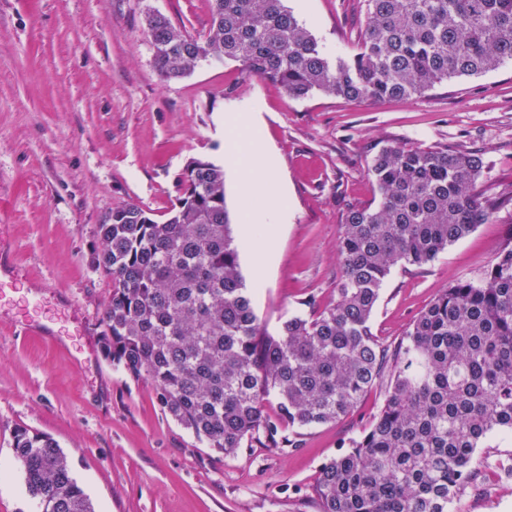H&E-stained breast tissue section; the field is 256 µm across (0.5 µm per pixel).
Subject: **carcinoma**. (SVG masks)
<instances>
[{"mask_svg": "<svg viewBox=\"0 0 512 512\" xmlns=\"http://www.w3.org/2000/svg\"><path fill=\"white\" fill-rule=\"evenodd\" d=\"M208 2L201 37L146 15L162 79L229 60L292 99L364 101L423 96L512 61V0H363L359 50L334 60L285 0ZM485 169L477 151L381 148L367 168L379 202L341 224L336 299L306 298L271 334L241 272L224 168L194 159L163 220L129 203L99 225L92 263L112 279L101 355L150 383L163 413L218 455L296 449L302 431L347 417L379 387L369 426L319 469L320 512H459L481 449L512 436V237L397 344L379 341L371 317L395 271L428 265L512 204L480 196ZM12 448L37 512H95L54 439L18 426Z\"/></svg>", "mask_w": 512, "mask_h": 512, "instance_id": "1", "label": "carcinoma"}]
</instances>
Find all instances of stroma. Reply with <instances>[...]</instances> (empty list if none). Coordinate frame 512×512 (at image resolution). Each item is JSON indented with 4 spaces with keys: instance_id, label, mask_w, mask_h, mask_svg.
<instances>
[{
    "instance_id": "35a3bbf8",
    "label": "stroma",
    "mask_w": 512,
    "mask_h": 512,
    "mask_svg": "<svg viewBox=\"0 0 512 512\" xmlns=\"http://www.w3.org/2000/svg\"><path fill=\"white\" fill-rule=\"evenodd\" d=\"M329 57L352 56L360 0H287ZM188 34L209 28L208 0H0V512H29L13 464L16 426L66 454L96 512H319L320 465L346 452L382 404L305 431L300 448H243L217 458L160 410L151 384L105 361L99 321L112 281L91 264L98 226L136 203L162 216L190 159L228 164L225 113L259 105L261 132L288 192L256 314L269 331L309 295L335 299L348 208L372 203L371 157L387 145L481 151L486 196L512 194V62L424 97L350 102L288 98L231 61L162 80L145 16ZM512 237V208L430 264L394 273L372 331L403 337L442 290L487 267Z\"/></svg>"
}]
</instances>
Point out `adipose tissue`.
<instances>
[{
  "label": "adipose tissue",
  "mask_w": 512,
  "mask_h": 512,
  "mask_svg": "<svg viewBox=\"0 0 512 512\" xmlns=\"http://www.w3.org/2000/svg\"><path fill=\"white\" fill-rule=\"evenodd\" d=\"M257 123V115L249 107L229 113L224 118V134L232 139L238 152L234 178L239 202L244 204L257 196L266 200L264 207L251 212L243 224V239L253 252L257 265L261 266L268 259L265 244L277 224L287 218L288 208L275 180L276 157L254 136Z\"/></svg>",
  "instance_id": "obj_1"
}]
</instances>
